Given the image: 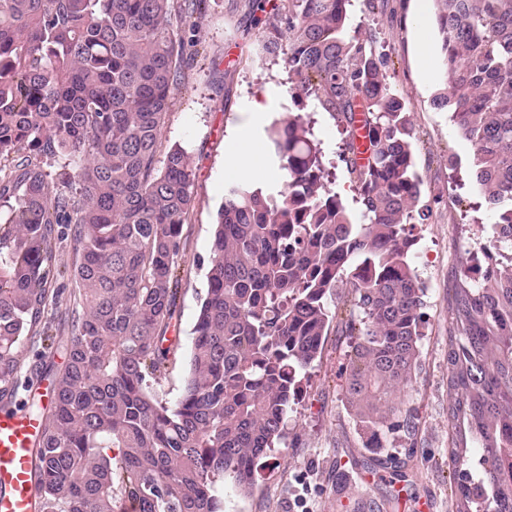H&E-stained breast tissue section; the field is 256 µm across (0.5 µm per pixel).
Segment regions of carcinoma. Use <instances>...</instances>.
<instances>
[{"mask_svg":"<svg viewBox=\"0 0 512 512\" xmlns=\"http://www.w3.org/2000/svg\"><path fill=\"white\" fill-rule=\"evenodd\" d=\"M205 2L0 0V403L31 387L25 348L62 356L39 367L48 405L24 402L40 420L37 512H224V478L249 491L256 460L288 445L340 286L344 397L368 447L415 434L395 400L421 366L426 288L410 249L431 207L389 55L351 32V0L248 6L256 26L286 20L291 101L342 124L361 208L331 187L302 115L273 124L280 181L225 185L181 392H156L180 347L168 332L196 178L163 128ZM433 2L449 74L433 105L472 145L493 217L448 332L453 512H512V0ZM66 292L71 321L50 336L45 308Z\"/></svg>","mask_w":512,"mask_h":512,"instance_id":"carcinoma-1","label":"carcinoma"}]
</instances>
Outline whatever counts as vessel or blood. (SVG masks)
Instances as JSON below:
<instances>
[{"label": "vessel or blood", "instance_id": "1", "mask_svg": "<svg viewBox=\"0 0 512 512\" xmlns=\"http://www.w3.org/2000/svg\"><path fill=\"white\" fill-rule=\"evenodd\" d=\"M39 423L28 413L0 410V512H33L31 441Z\"/></svg>", "mask_w": 512, "mask_h": 512}]
</instances>
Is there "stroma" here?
I'll return each mask as SVG.
<instances>
[{"label": "stroma", "instance_id": "obj_1", "mask_svg": "<svg viewBox=\"0 0 512 512\" xmlns=\"http://www.w3.org/2000/svg\"><path fill=\"white\" fill-rule=\"evenodd\" d=\"M418 2L385 0L383 8L372 11L366 0H353L351 7L359 31L372 34L391 58L390 83L415 129V168L422 199L432 209L429 219L414 228L412 247L413 265L426 287L423 369L397 398L401 412L414 414L416 432L391 448H366L342 389L349 339L331 330L290 417L293 446L272 449L261 460L249 492L228 487L227 512H452L455 466L448 454L447 363L452 288L468 254L486 244L491 229L471 175L472 146L450 113L434 109L431 102L445 87L447 73L436 26L426 30L429 55L419 52L412 21ZM244 3L207 0L188 50L193 63L173 93L164 125L167 143L184 147L196 169L177 314L170 328L180 348L175 367L158 389L170 400L182 388L192 328L207 288L213 221L225 185L238 177L227 161L263 141L261 128L246 137L239 127L264 94L276 95L279 106L289 104L287 55L260 51L269 30L245 21ZM301 114L335 164L336 191L358 209L351 177L338 159L342 141L335 120L311 102Z\"/></svg>", "mask_w": 512, "mask_h": 512}]
</instances>
